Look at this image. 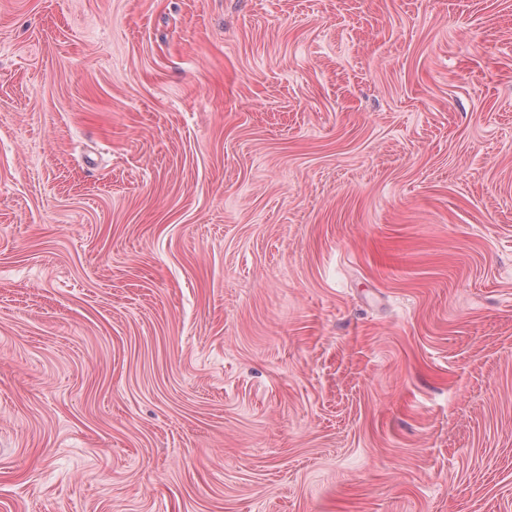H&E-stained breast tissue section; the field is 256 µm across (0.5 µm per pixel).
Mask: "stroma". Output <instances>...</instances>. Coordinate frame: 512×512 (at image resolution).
Masks as SVG:
<instances>
[{"label": "stroma", "mask_w": 512, "mask_h": 512, "mask_svg": "<svg viewBox=\"0 0 512 512\" xmlns=\"http://www.w3.org/2000/svg\"><path fill=\"white\" fill-rule=\"evenodd\" d=\"M0 512H512V0H0Z\"/></svg>", "instance_id": "stroma-1"}]
</instances>
